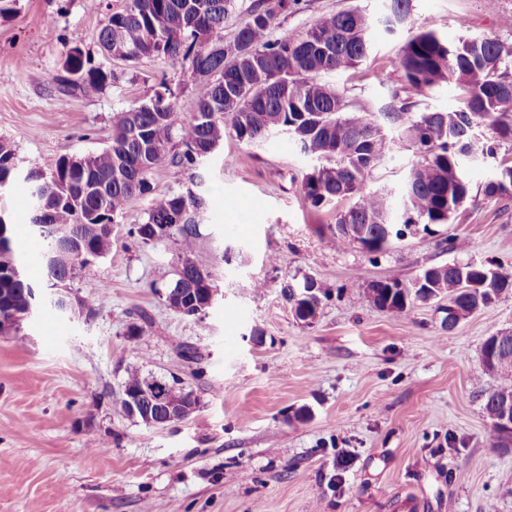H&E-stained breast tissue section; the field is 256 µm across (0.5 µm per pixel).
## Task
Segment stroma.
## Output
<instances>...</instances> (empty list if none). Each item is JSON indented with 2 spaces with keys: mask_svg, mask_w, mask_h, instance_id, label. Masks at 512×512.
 <instances>
[{
  "mask_svg": "<svg viewBox=\"0 0 512 512\" xmlns=\"http://www.w3.org/2000/svg\"><path fill=\"white\" fill-rule=\"evenodd\" d=\"M125 0H17L0 18V141L22 169L51 171L110 143L114 112L168 82L181 120L196 107L187 67L157 57L133 64L102 55L97 23ZM386 0H302L276 20L272 38L301 37L321 15L348 8L375 20L371 50L354 69L328 75L348 111L377 112L393 96L416 111L450 110L455 83L418 93L394 65L413 34L448 42L495 37L512 48V0H411V24L390 33ZM117 74L99 88L62 94L58 67L71 47ZM512 142L467 163L471 197L431 236L410 235L373 254L331 245L337 205L303 191L311 160L288 137L252 147L233 131L205 164L207 213L197 253L218 288L205 317L172 310L165 288L178 245L142 243L155 195L186 190L188 170L165 165L112 226V247L93 273L74 270L64 291L76 310L45 307L0 335V512H512V451L493 447L481 347L512 331V290L443 327L448 302L401 313L358 304L374 280L411 281L448 262V238L466 260L512 266V196L484 186ZM417 156L405 142L367 178L398 190ZM26 279L43 287V241L28 224V187L0 200ZM314 279L327 296L313 324L294 318L287 286ZM264 292H256L257 283ZM93 307H84V300ZM259 329L261 342L251 338ZM194 346L193 377L179 352ZM136 367L184 378L199 398L185 421L148 427L118 404ZM306 420H295L300 408ZM349 453L348 464L338 462Z\"/></svg>",
  "mask_w": 512,
  "mask_h": 512,
  "instance_id": "35a3bbf8",
  "label": "stroma"
}]
</instances>
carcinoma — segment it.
<instances>
[{
  "label": "carcinoma",
  "mask_w": 512,
  "mask_h": 512,
  "mask_svg": "<svg viewBox=\"0 0 512 512\" xmlns=\"http://www.w3.org/2000/svg\"><path fill=\"white\" fill-rule=\"evenodd\" d=\"M235 0H127L98 25L101 51L131 62L159 57L188 63L197 82L195 112L179 120L174 92L165 82L146 101L118 111L112 120L111 145L87 157L60 159L48 173L30 169L29 224L43 235L44 252L55 248L63 257L41 260L50 287H59L76 268L92 270L91 259L112 246V224L138 197L151 190L149 178L163 165L193 171L192 187L184 193L154 197L146 220L135 233L144 242L172 238L179 244L182 288H166L179 313L195 316L213 288L211 274L198 259L196 241L207 201L199 187L198 172L224 140L231 127L236 137L251 145L272 138L288 127L291 135L310 147L316 164L306 175L303 189L310 203L353 200L336 217L331 242L342 247L356 240L371 244L379 253L395 239L415 233L430 234L433 226L446 224L470 198L467 178L457 179L462 155L470 150L495 155V147L481 138L479 128L490 125L502 142H512V68L505 58L512 53L495 37L461 38L450 44L432 29L407 40L395 66L406 85L418 92L443 82L455 81L462 89L461 105L453 111L412 114L413 103L393 96L386 111L347 112L337 89L323 76L354 68L369 50V17L359 9L320 16L305 36L272 40L270 33L280 12L269 0H252L249 20L232 39L224 41V20ZM411 14V0H388L385 23L393 31L404 26ZM109 75L89 56L73 47L66 54L58 77L65 94L104 85ZM401 127L402 140L419 160L409 168L398 195L369 190L370 171L392 153L394 141L386 126ZM85 168L86 188L73 185L76 167ZM18 163L11 146L0 142V195L16 181ZM512 191V163L484 187L488 197ZM181 214L178 223L169 213ZM10 223L0 215V290L6 303L0 314L17 320L26 316L32 302V285L15 259ZM425 283L415 288L396 280L390 286L374 281L358 293L360 303L401 313L416 301L445 296L468 316L490 302L488 293L499 295L512 288V270L474 261L455 259L421 270ZM314 289L313 300L301 295ZM325 293L312 279L288 287V300L321 305ZM495 364L484 367L491 375H512V334L485 340L482 354ZM150 375L137 368L126 371L123 388L140 391ZM512 402V384L490 391L484 401L493 417L505 401ZM123 411L147 425L166 418V409L146 405L133 412L125 401Z\"/></svg>",
  "instance_id": "1"
}]
</instances>
